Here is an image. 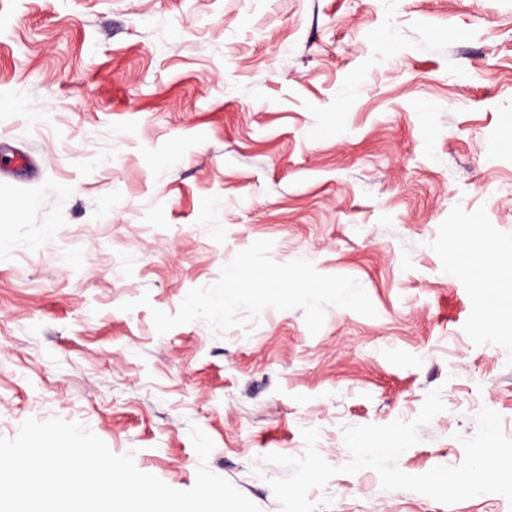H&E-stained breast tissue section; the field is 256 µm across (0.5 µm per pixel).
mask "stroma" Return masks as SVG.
<instances>
[{
    "instance_id": "obj_1",
    "label": "stroma",
    "mask_w": 512,
    "mask_h": 512,
    "mask_svg": "<svg viewBox=\"0 0 512 512\" xmlns=\"http://www.w3.org/2000/svg\"><path fill=\"white\" fill-rule=\"evenodd\" d=\"M0 95V147L29 157L0 175V436L79 422L187 490L195 425L209 470L280 512L264 457L315 428L340 469L323 512H512L342 471L344 428L413 420L433 389L405 473L460 465L485 407L512 439V317L484 333L448 267L462 224L512 255V0H0ZM262 239L376 317L157 334L152 309Z\"/></svg>"
}]
</instances>
